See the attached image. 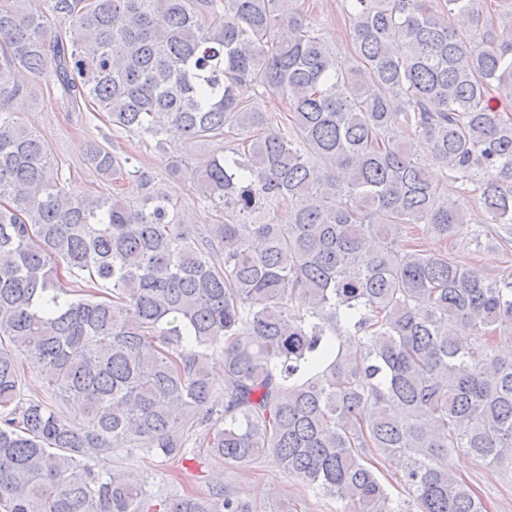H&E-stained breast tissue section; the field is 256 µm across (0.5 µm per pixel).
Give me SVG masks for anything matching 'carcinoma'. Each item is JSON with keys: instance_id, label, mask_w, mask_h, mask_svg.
Instances as JSON below:
<instances>
[{"instance_id": "1", "label": "carcinoma", "mask_w": 512, "mask_h": 512, "mask_svg": "<svg viewBox=\"0 0 512 512\" xmlns=\"http://www.w3.org/2000/svg\"><path fill=\"white\" fill-rule=\"evenodd\" d=\"M28 3L0 0V512H256L220 481L151 493L112 467L121 450L270 454L352 512H484L450 461H512V277L407 230L479 245L496 224L512 244V114L491 106L512 100V21L486 0H341L344 69L308 0ZM47 75L171 176L179 144H215L193 166L211 223L189 230L96 141L112 194L68 191L14 108ZM29 370L51 400L24 397Z\"/></svg>"}]
</instances>
